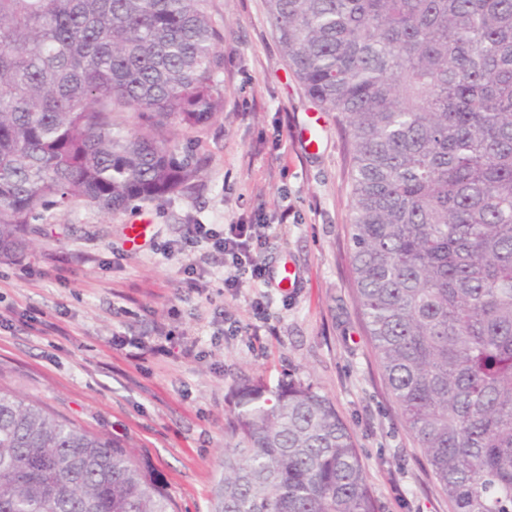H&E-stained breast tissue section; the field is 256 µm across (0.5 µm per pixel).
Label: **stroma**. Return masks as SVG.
<instances>
[{"label":"stroma","instance_id":"35a3bbf8","mask_svg":"<svg viewBox=\"0 0 512 512\" xmlns=\"http://www.w3.org/2000/svg\"><path fill=\"white\" fill-rule=\"evenodd\" d=\"M208 10L224 29L223 115L173 137L205 156L201 186L112 217L73 202L0 262V391L119 439L175 512H213L233 390L310 383L352 433L378 512H451L357 310L348 139L291 72L266 0ZM192 224L281 225L260 258L288 265L294 288H225L223 254L181 250ZM159 325L179 355L130 358Z\"/></svg>","mask_w":512,"mask_h":512}]
</instances>
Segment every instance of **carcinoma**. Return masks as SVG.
Wrapping results in <instances>:
<instances>
[{"label": "carcinoma", "instance_id": "cac0c4a2", "mask_svg": "<svg viewBox=\"0 0 512 512\" xmlns=\"http://www.w3.org/2000/svg\"><path fill=\"white\" fill-rule=\"evenodd\" d=\"M352 148L358 312L453 512H512V0H266ZM208 0H0V261L83 200L185 193L222 115ZM119 112L142 120L138 131ZM214 512H378L312 384L236 390ZM0 512H174L124 446L0 392Z\"/></svg>", "mask_w": 512, "mask_h": 512}]
</instances>
